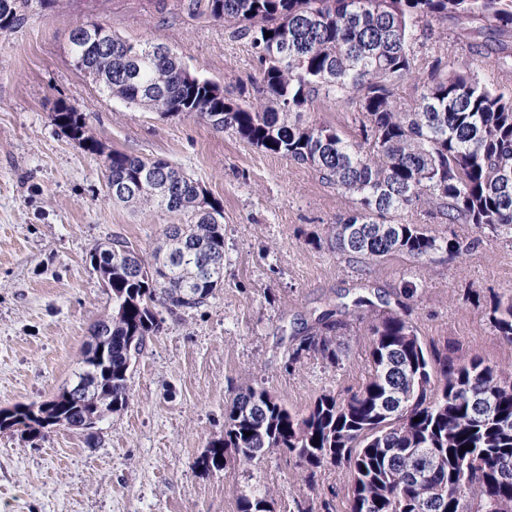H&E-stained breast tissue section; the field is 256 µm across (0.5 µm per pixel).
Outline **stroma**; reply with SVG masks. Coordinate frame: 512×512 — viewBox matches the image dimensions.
Masks as SVG:
<instances>
[{
  "instance_id": "obj_1",
  "label": "stroma",
  "mask_w": 512,
  "mask_h": 512,
  "mask_svg": "<svg viewBox=\"0 0 512 512\" xmlns=\"http://www.w3.org/2000/svg\"><path fill=\"white\" fill-rule=\"evenodd\" d=\"M90 21L132 43L169 46L228 98L256 94L249 41L189 18L182 0H59L0 31V409L72 384L92 325L112 309L92 249L120 235L147 254L163 226L179 221L113 202L101 156L53 124L61 105L87 113L105 150L165 158L221 202L224 287L166 317L133 368L128 408L101 423L95 440L60 426L33 442L19 428L0 432V512H236L239 491L256 485L274 488L276 512H288L302 475L287 458L227 476L196 460L223 435L225 405L242 387L262 385L300 412L320 394L357 392L369 371V325L386 312H402L451 358L512 369V345L489 319L491 302L512 296V230L417 211L415 223L463 242L465 254H340L331 229L349 203L335 186L197 116L163 119L101 92L70 54L71 31ZM359 296L369 305L353 308ZM329 310L343 323L337 362L312 355L287 373L289 346Z\"/></svg>"
}]
</instances>
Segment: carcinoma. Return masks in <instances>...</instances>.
I'll return each mask as SVG.
<instances>
[{
  "mask_svg": "<svg viewBox=\"0 0 512 512\" xmlns=\"http://www.w3.org/2000/svg\"><path fill=\"white\" fill-rule=\"evenodd\" d=\"M32 2L0 0V31L19 26ZM186 9L249 40L261 65L257 103L229 99L154 43H130L105 28L106 46L80 71L108 96L163 117L205 120L219 110L220 131L312 167L351 199L332 232L336 249L354 258L463 254L459 241L403 218L423 204L450 224L512 230V96L485 83L468 59L483 54L498 72L512 73V0H187ZM440 28L455 33L460 50L441 47ZM412 77L421 93L404 108L397 90ZM327 102L355 114L357 134L304 120ZM52 121L103 156L107 184L129 185L113 200L183 217L164 225L148 257L121 236L90 254L112 293V310L95 327L111 325L112 340L104 361H90L86 350L79 359L76 379L92 384L87 404L63 391L49 399L75 430L85 412L110 417L128 407L131 369L162 314L199 308L224 288V215L167 159L104 152L85 113L64 105ZM491 319L512 344V296L493 305ZM318 324L288 350V370L312 354L336 362L332 333L342 322L330 311ZM369 344L367 379L347 399L323 393L300 413L263 387L237 393L224 435L196 465L220 472L231 461L253 465L278 453L302 470L310 490L322 470L343 467L347 512H512V373L428 348L397 313L378 317ZM15 427L33 438L48 432L32 403L0 418V431ZM273 505L270 489L248 487L237 512H274Z\"/></svg>",
  "mask_w": 512,
  "mask_h": 512,
  "instance_id": "carcinoma-1",
  "label": "carcinoma"
}]
</instances>
